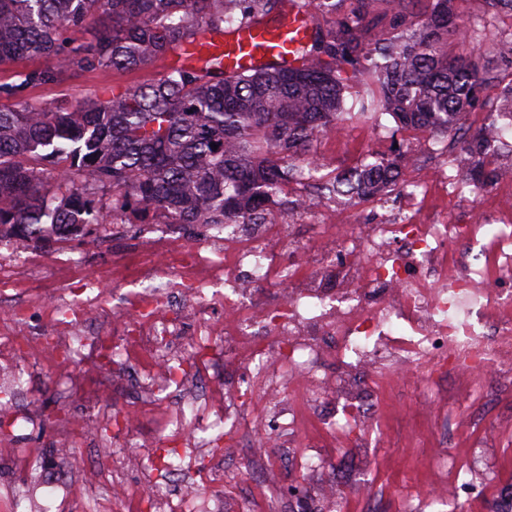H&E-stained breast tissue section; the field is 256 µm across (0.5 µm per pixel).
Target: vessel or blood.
I'll return each mask as SVG.
<instances>
[{
    "label": "vessel or blood",
    "instance_id": "obj_1",
    "mask_svg": "<svg viewBox=\"0 0 512 512\" xmlns=\"http://www.w3.org/2000/svg\"><path fill=\"white\" fill-rule=\"evenodd\" d=\"M313 20L309 12H289L280 28L254 27L239 32L222 46L228 71H239L262 63L275 62L283 66L300 65L295 50L305 41Z\"/></svg>",
    "mask_w": 512,
    "mask_h": 512
}]
</instances>
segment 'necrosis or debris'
Masks as SVG:
<instances>
[{"mask_svg": "<svg viewBox=\"0 0 512 512\" xmlns=\"http://www.w3.org/2000/svg\"><path fill=\"white\" fill-rule=\"evenodd\" d=\"M148 256L155 269L145 287L112 313L121 344L79 336L45 354L96 366L108 350L135 367L144 395L126 403L129 425L191 385V402L168 412L161 428L183 441L178 470L194 469L197 449L223 433L232 447L250 449L256 484L279 490L274 449L321 464L318 435L364 433L382 394L421 382L429 392L413 407L438 452L428 492L410 500V512L431 503L484 512L491 498L512 505L496 462L479 454L512 432V413L498 400L512 386V206H477L464 224L441 214L418 224L392 209L377 224L312 225L303 239L286 237L279 223L228 224L199 247L161 224ZM208 307L222 309L223 321L206 318ZM188 312L196 316L189 337L181 320ZM14 334L1 320L0 389L17 398L29 380ZM331 363L339 367L333 378ZM443 374L453 392L438 387ZM488 374L497 385L472 400ZM481 419L489 431L462 444V432ZM140 474L152 512H201L192 492L160 489L157 470Z\"/></svg>", "mask_w": 512, "mask_h": 512, "instance_id": "obj_1", "label": "necrosis or debris"}]
</instances>
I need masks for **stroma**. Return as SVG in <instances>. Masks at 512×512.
Returning a JSON list of instances; mask_svg holds the SVG:
<instances>
[{"label":"stroma","instance_id":"35a3bbf8","mask_svg":"<svg viewBox=\"0 0 512 512\" xmlns=\"http://www.w3.org/2000/svg\"><path fill=\"white\" fill-rule=\"evenodd\" d=\"M449 55L467 58L481 69L506 70L512 51L506 45L486 36L483 42L460 43L449 41ZM161 69L160 64L129 71H80L61 76L57 81L38 84L26 91L30 99L53 105L61 100L76 102L101 93L108 88H121L150 82ZM432 135L424 129L396 130L390 117L375 122L368 119L345 123L340 135H321L314 139L313 156L322 157L332 169L354 166L368 154L393 153L395 145L420 151L425 167L437 163L425 147ZM146 230L142 224H121L113 236L107 237L100 249L84 248L82 240L71 239L48 249L31 248V258L25 280L18 288H0V319L20 315L17 331L28 349L20 359L29 368V390L24 401L14 403V415L0 420V499L15 495L17 512H94L95 499L79 495L61 499L52 494L51 484L66 482L85 488L107 491V461L98 455L100 443L122 440L127 433L124 425L114 424L126 402L138 396L134 369L118 364L107 370L47 361L39 346L43 338L53 336L55 327L47 319L41 305L58 300L79 301L86 279L98 273L111 272L113 264L124 267L122 277L108 281L101 292L105 313L97 322L95 333L103 339L112 337L113 306L121 303L131 283L146 268V258L137 251ZM77 252L79 261L70 269H63L59 253ZM67 372L78 381L79 390L67 396L57 387V374ZM99 408L103 416L96 419L89 432L64 435L68 420L83 414L86 406ZM161 409L152 408L140 416L133 430L140 446L132 454L138 461H146L157 449L175 447V440H161ZM327 468L304 471L300 466L286 463L282 474L288 486L315 489L326 480L350 474L368 479L374 488L382 512H398L401 496L406 490L423 494L428 486L427 457L402 447L399 441L381 443L375 448L361 447L357 438L327 448ZM45 465L48 475L44 485L28 487L22 471L13 462L18 456Z\"/></svg>","mask_w":512,"mask_h":512}]
</instances>
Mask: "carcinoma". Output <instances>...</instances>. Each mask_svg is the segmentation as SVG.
<instances>
[{"mask_svg":"<svg viewBox=\"0 0 512 512\" xmlns=\"http://www.w3.org/2000/svg\"><path fill=\"white\" fill-rule=\"evenodd\" d=\"M330 27L336 0H0V62L38 55L53 67L0 85V240L49 248L83 237L92 224H269L267 205L288 213V186L302 177L322 196L384 199L403 181L410 152L368 155L351 169L327 171L308 154L320 133L344 121L381 120L455 139L488 86L483 106L512 119V71L474 67L442 52L448 36L476 32L458 23L456 0H429L412 21L415 0H387L395 35L363 48L370 0ZM315 11L299 67L262 66L232 75L210 53L203 66L168 65L146 84L72 104L46 107L28 87L67 71L128 70L194 47L197 33L233 37L279 21L288 8ZM104 15L85 47L74 35ZM502 142L480 129L463 142L460 181L484 186L483 159Z\"/></svg>","mask_w":512,"mask_h":512,"instance_id":"obj_1","label":"carcinoma"}]
</instances>
